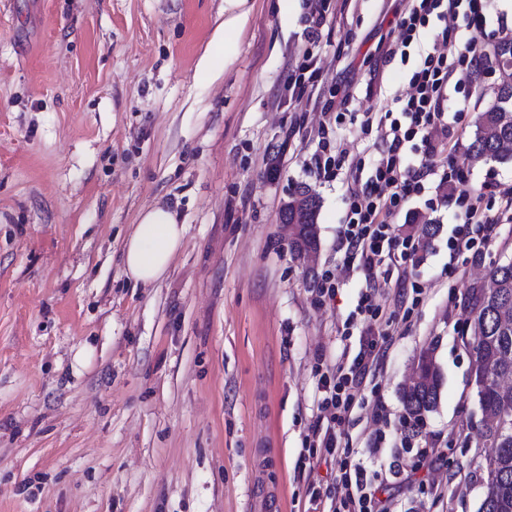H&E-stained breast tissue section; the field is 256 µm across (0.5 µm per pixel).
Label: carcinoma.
I'll use <instances>...</instances> for the list:
<instances>
[{
    "label": "carcinoma",
    "instance_id": "cac0c4a2",
    "mask_svg": "<svg viewBox=\"0 0 512 512\" xmlns=\"http://www.w3.org/2000/svg\"><path fill=\"white\" fill-rule=\"evenodd\" d=\"M489 64L498 71V84L468 148L473 164L512 161V39L494 44ZM318 212L319 201L307 188L282 208L293 257L318 250ZM469 315L481 437L494 448L483 465L487 491L479 512H512V384H508L512 381V259L493 263L486 283L471 289ZM415 372L417 378L410 381L401 400L404 424L417 434L438 405L441 374L428 351L419 355Z\"/></svg>",
    "mask_w": 512,
    "mask_h": 512
}]
</instances>
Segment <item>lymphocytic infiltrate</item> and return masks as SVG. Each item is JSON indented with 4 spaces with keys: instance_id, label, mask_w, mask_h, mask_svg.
Listing matches in <instances>:
<instances>
[{
    "instance_id": "f902f5d3",
    "label": "lymphocytic infiltrate",
    "mask_w": 512,
    "mask_h": 512,
    "mask_svg": "<svg viewBox=\"0 0 512 512\" xmlns=\"http://www.w3.org/2000/svg\"><path fill=\"white\" fill-rule=\"evenodd\" d=\"M464 19L467 29L477 32L486 26L483 0H411L399 22V47H409L430 22L442 23L431 49L420 52L408 80L407 90L394 97L392 108L365 113L363 128H376L381 141L379 159L371 174L361 166L349 171V211L338 243L349 260L357 261L368 283L358 297L359 313L378 318V298L388 285L405 290L406 263L416 253L408 236L396 234L392 218L415 193L424 190L430 176L455 192L462 213L450 249L453 253H475L494 241L499 226L512 222V189L492 182L483 185L482 195L471 194L463 171L454 164L437 166L436 156L448 138V113L444 102L450 81L474 83L486 72L485 61L473 42L458 43L455 22ZM497 202L496 214L483 209V196ZM384 355L377 340L361 339L351 362L337 361L320 378L318 400L320 424L312 433L313 459L333 464L344 493L323 498L312 492L311 512H386L376 499L373 485L379 472H368L352 462L350 449L340 447L336 427L355 403V392L374 372Z\"/></svg>"
}]
</instances>
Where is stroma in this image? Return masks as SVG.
Returning <instances> with one entry per match:
<instances>
[{
	"label": "stroma",
	"instance_id": "obj_1",
	"mask_svg": "<svg viewBox=\"0 0 512 512\" xmlns=\"http://www.w3.org/2000/svg\"><path fill=\"white\" fill-rule=\"evenodd\" d=\"M310 2L248 0L209 81L198 65L224 0H0V512H252L266 492L282 495L283 512H308L310 485L338 491L335 470L307 459L318 380L359 350L366 280L336 237L350 167L377 157L362 115L403 90L410 70L386 56L408 0H326L307 45ZM306 54L318 101L345 115L333 136L348 154L328 181L308 167L321 113L285 88ZM497 82L489 71L448 94L462 119L447 155L474 192L512 186V162L468 159ZM301 186L320 200L307 263L280 220ZM158 202L176 206L184 245L160 281L135 288L124 241ZM407 208L396 233H411L412 214L436 228L415 257L420 293L380 296L393 317L387 350L337 434L366 467L403 469L375 483L387 512H478L490 448L467 295L512 257V223L452 275L458 209L438 177ZM326 270L336 297L320 305L313 288ZM426 349L440 399L412 436L401 393Z\"/></svg>",
	"mask_w": 512,
	"mask_h": 512
}]
</instances>
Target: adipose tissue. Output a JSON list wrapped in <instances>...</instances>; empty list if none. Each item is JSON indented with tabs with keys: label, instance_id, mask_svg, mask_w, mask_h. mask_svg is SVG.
<instances>
[{
	"label": "adipose tissue",
	"instance_id": "adipose-tissue-1",
	"mask_svg": "<svg viewBox=\"0 0 512 512\" xmlns=\"http://www.w3.org/2000/svg\"><path fill=\"white\" fill-rule=\"evenodd\" d=\"M230 15L215 32L212 44L200 61L208 74L225 65L220 47L228 34L240 31L248 21L247 0H225ZM187 228L180 223L175 207L157 204L143 211L133 233L124 243L122 263L125 275L135 285L149 287L160 280L183 244Z\"/></svg>",
	"mask_w": 512,
	"mask_h": 512
}]
</instances>
